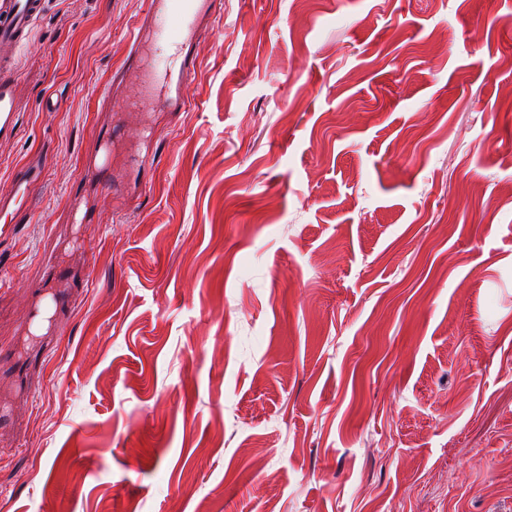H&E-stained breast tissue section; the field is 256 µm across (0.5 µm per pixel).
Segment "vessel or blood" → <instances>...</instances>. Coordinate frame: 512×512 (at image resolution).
Instances as JSON below:
<instances>
[{"mask_svg": "<svg viewBox=\"0 0 512 512\" xmlns=\"http://www.w3.org/2000/svg\"><path fill=\"white\" fill-rule=\"evenodd\" d=\"M215 0H152L150 30L159 48L154 68L163 83L170 105L183 109L187 103L186 71L175 70L169 50H182L198 34V16L204 5ZM45 0H0V138L10 137L18 117L16 52L31 34ZM42 180V169L25 164L13 175L7 197L13 215L34 214V191Z\"/></svg>", "mask_w": 512, "mask_h": 512, "instance_id": "obj_1", "label": "vessel or blood"}]
</instances>
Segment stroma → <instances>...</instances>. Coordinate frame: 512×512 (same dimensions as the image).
Returning <instances> with one entry per match:
<instances>
[{"label":"stroma","instance_id":"35a3bbf8","mask_svg":"<svg viewBox=\"0 0 512 512\" xmlns=\"http://www.w3.org/2000/svg\"><path fill=\"white\" fill-rule=\"evenodd\" d=\"M150 6L17 53L0 512H512V0H223L181 112ZM154 69L158 70V77L162 80L164 95L167 94L170 105L176 109L186 106L188 97L184 96V87L187 82V71L180 68L175 71L174 65L164 50H159L154 61ZM42 180V169L40 166L27 163L20 167L13 175L10 190L6 202L1 210L7 211L10 203L13 204L12 214H28L35 216L34 191Z\"/></svg>","mask_w":512,"mask_h":512}]
</instances>
